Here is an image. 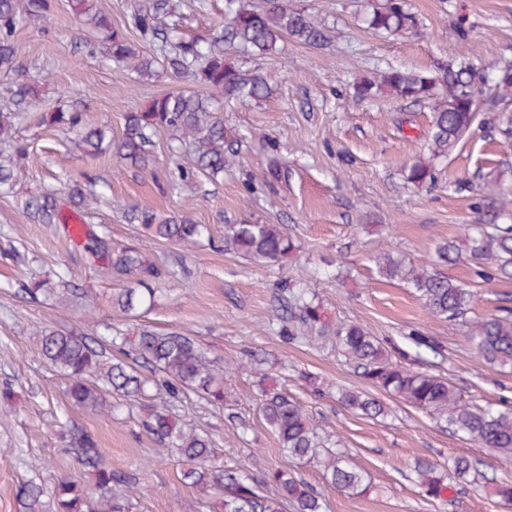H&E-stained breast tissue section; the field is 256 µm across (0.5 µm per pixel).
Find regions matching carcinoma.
Here are the masks:
<instances>
[{
  "mask_svg": "<svg viewBox=\"0 0 512 512\" xmlns=\"http://www.w3.org/2000/svg\"><path fill=\"white\" fill-rule=\"evenodd\" d=\"M82 26L100 34L101 40L87 44L91 53L103 51L114 63L128 68L139 77H150L160 64L177 78L200 80L221 89L227 99H259L267 95L266 78L244 67L241 58L225 56L228 48L249 56L273 55L279 42L288 38L313 49H321L331 40L330 31L315 22L293 0H225L224 23L208 38H187L177 24L158 25L159 16L176 15L173 0H149L130 17L131 27L141 41L152 46L146 54L138 44L112 27L111 18L97 10L95 0H71ZM52 0H28L26 16H21L14 0H0V71L20 68L22 47L15 33L25 18L48 20ZM370 28L396 33L417 26L406 0H376L368 18ZM487 87L500 93L512 91V64L491 71L472 65L449 63L436 71L412 72L400 69L381 71L364 79L354 88V97L367 100L388 95L417 103L431 101L432 120L425 144L427 152L408 167L407 182L414 185L435 181L434 161L446 158L460 140L472 132L479 118L477 91ZM36 99L31 85H17L11 100L0 113V141L9 137L13 120L28 112ZM44 122L67 128L77 146L88 156L98 157L106 150L137 169H147L153 162L156 138L169 133L176 147L186 152L198 172L215 180L224 174L229 157L240 152L243 137H229L224 121L217 117L209 97L199 92L177 90L155 98L144 110L129 112L118 138L108 137L102 128L85 123L84 112L71 106L67 112H47ZM491 129L497 131L502 146L512 148V114L494 115ZM267 166L264 184L288 178V161L277 146L265 142ZM23 149L0 154V186L11 183ZM69 202L80 218L97 201L93 191L86 193L79 185L69 189ZM27 213L39 224L63 222L62 205L54 194H43L25 202ZM480 209V223L465 228L464 239H451L436 247V267L418 268L389 252L374 257L377 273L387 280L409 283L419 293L428 313L450 324L466 321L473 293L439 270L463 259L478 268L486 279L512 278V197L486 187ZM126 218L150 236L163 242L194 246L210 234L209 227L193 218L161 215L148 206H129ZM84 248L93 257L103 259L107 268L132 277V285L112 294V307L123 313L135 310L153 285L162 279L163 270L138 250L112 246L107 232H84ZM298 246L279 224L241 222L224 226V250L258 262L277 263L296 252ZM289 316L273 314L282 324L281 332L293 340L304 332L318 337L332 336L344 355L361 370V376L386 393L403 398L413 407L432 414L454 433L483 448L512 460V407L477 404L462 399L461 391L449 379L425 369H414L397 360L368 329L354 322H322L321 304L307 298L303 288L288 289ZM42 358L69 379L66 391L76 409L101 412L112 407L115 395L137 398L149 382L141 368L160 375L168 391L177 396L191 391L214 405H224V367L210 359L198 342L179 332L158 333L142 328L132 336L111 340L108 346L125 353L131 349L136 364L122 358L105 356L74 332L51 326L36 330ZM470 340L479 359L488 364L512 366V306L501 305L495 312L476 322ZM344 407L377 417L384 414V404L373 398L346 391ZM265 423L277 435L289 458L314 462L323 468L329 486L348 496H361L370 489L368 475L343 454L324 449L317 426L308 411L288 393L266 390L259 407ZM147 432L164 449L189 464L183 473L199 495H215L224 512H284L292 505L295 512H322L323 500L304 481L280 469L256 478L243 471L216 470L209 466L212 440L205 433L185 431L166 406L146 408L142 421ZM68 449L80 466L94 476V489L73 478H64L53 491L55 512H129L135 493L127 476L106 462L104 449L87 431L72 428ZM477 471L476 461L465 455L448 459V473L437 464L421 461L414 468L417 482L425 494L441 498L450 483H463ZM43 489L30 482L20 487L18 496L26 512H39Z\"/></svg>",
  "mask_w": 512,
  "mask_h": 512,
  "instance_id": "1",
  "label": "carcinoma"
}]
</instances>
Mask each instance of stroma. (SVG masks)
<instances>
[{"label":"stroma","mask_w":512,"mask_h":512,"mask_svg":"<svg viewBox=\"0 0 512 512\" xmlns=\"http://www.w3.org/2000/svg\"><path fill=\"white\" fill-rule=\"evenodd\" d=\"M310 15L334 29L326 50L291 40L276 56L255 57L270 85L268 97L223 107L224 129L244 134L248 145L211 181L193 172L187 154H173L168 137L156 143V160L143 172L106 153L85 156L71 133L41 123L42 113L81 102L86 121L120 132L126 113L155 96L194 88V81L163 72L136 79L102 55L86 54L97 35L81 27L69 0H53L48 22L27 21L15 37L24 49L19 71L0 72V104L17 83L33 84L37 100L15 121L13 140L24 150L10 193L0 194V388L13 392L12 409L0 410V512H23L16 491L32 481L51 492L80 467L61 438L63 427L91 432L113 468L138 489L129 512H222L218 499L194 493L182 479V463L163 452L142 425L143 406H170L185 430L213 440V465L245 467L254 476L272 468L290 470L321 493L324 512H512L494 494L496 481L512 478V461L461 438L433 416L385 394L360 376L332 342L286 341L271 320L289 287L304 282L316 295L328 322L362 324L414 368L451 380L474 403L512 404V367L481 362L465 324L431 317L415 289L379 276L373 256L385 248L417 266H432L444 239H459L475 223L474 203L486 182L500 180L512 194V155H504L495 134L464 138L437 165L430 186L407 184L404 168L423 149L431 112L427 105L383 97L356 101L352 85L373 69L435 70L454 60L478 69L512 63V0H407L415 29L382 35L364 17L372 0H301ZM186 37H206L224 16V0H180ZM468 31L461 41L460 31ZM288 158L286 181L261 186L253 201L243 182L261 181L267 157L263 140ZM87 176L99 201L87 229L109 231L112 243L131 247L167 275L157 285L154 305L125 315L108 295L129 286L126 276L100 269L68 224L34 222L26 199L46 192L66 200L68 178ZM147 204L162 213L185 212L208 225L209 241L193 250L155 240L128 223L125 204ZM280 224L300 250L280 263L245 261L224 248L225 222ZM450 277L474 293L467 315L476 321L512 301V280H485L473 266L448 267ZM56 283L53 295L32 297L22 280ZM60 325L89 339L107 328L131 333L148 327L194 338L226 368L224 404L217 407L192 393L171 397L154 389L146 400L128 401L115 411L72 408L66 378L41 357L35 331ZM419 331L430 349L416 351L409 334ZM288 392L317 424L327 448L344 453L371 479L359 497L337 493L313 463L288 460L276 435L259 415L261 388ZM350 389L382 401L384 416L373 418L345 408L339 392ZM470 455L481 475L456 485L445 498L425 497L414 481L416 461L447 464Z\"/></svg>","instance_id":"35a3bbf8"}]
</instances>
